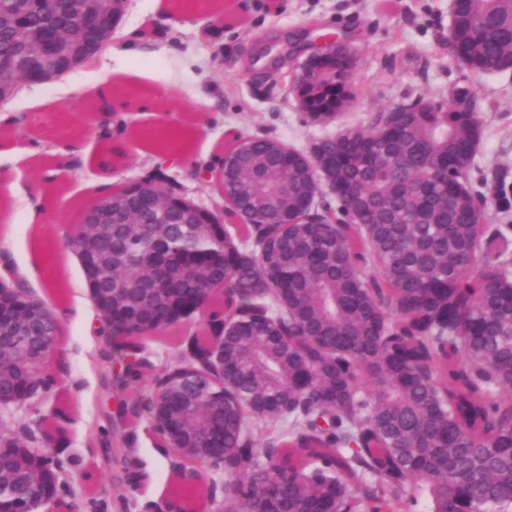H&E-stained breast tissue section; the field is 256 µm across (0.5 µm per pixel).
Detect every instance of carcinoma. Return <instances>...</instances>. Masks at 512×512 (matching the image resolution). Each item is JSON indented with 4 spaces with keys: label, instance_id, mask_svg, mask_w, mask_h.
I'll return each mask as SVG.
<instances>
[{
    "label": "carcinoma",
    "instance_id": "obj_1",
    "mask_svg": "<svg viewBox=\"0 0 512 512\" xmlns=\"http://www.w3.org/2000/svg\"><path fill=\"white\" fill-rule=\"evenodd\" d=\"M28 22L60 20L55 0H27ZM21 0H0V56L20 34ZM448 52L469 71L512 70V0H458ZM356 57L324 56L295 79L306 119L327 124L356 98ZM468 87L376 112L365 127L296 149L238 132L224 169V223L129 224L112 215L97 245L112 280L108 322L151 393L113 420L157 414L178 455L172 469L205 483L224 473V512H512V184L471 182L482 138L459 109ZM102 121L126 107L100 93ZM216 287L199 316L198 291ZM63 325L32 371L46 385L64 369ZM224 340L223 383L210 381V344ZM173 345L160 369L151 346ZM201 379L209 401L154 392ZM224 405V453L183 449L209 404ZM62 411L44 430L38 492L57 493Z\"/></svg>",
    "mask_w": 512,
    "mask_h": 512
}]
</instances>
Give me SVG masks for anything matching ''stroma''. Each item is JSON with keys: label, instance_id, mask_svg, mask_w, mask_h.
<instances>
[{"label": "stroma", "instance_id": "35a3bbf8", "mask_svg": "<svg viewBox=\"0 0 512 512\" xmlns=\"http://www.w3.org/2000/svg\"><path fill=\"white\" fill-rule=\"evenodd\" d=\"M171 0H126L110 41L92 64L43 84L24 85L0 102V175L12 187L9 244H0V271L29 293L42 297L56 257L66 256V288L85 284L82 267L65 238L74 222L71 197L94 201L108 183L141 175L155 153L135 134L160 124L178 126L190 136L187 154L179 158L177 179L188 197L213 207L220 193L187 177L194 164L222 156L231 134L264 132L303 149L311 141L336 133L339 126H364L375 112L425 97L438 100L461 86L463 66L448 52L450 0H217L210 13L174 11ZM169 27L167 40L150 36L154 25ZM350 42L357 67V97L337 124L305 121L294 91L299 66L325 32ZM127 73L122 90L160 93L158 107L145 104L123 112L131 132L124 165L103 172L98 159L104 143L94 131L91 112L97 92L117 73ZM483 128L475 161L486 184L502 178L512 183V72L484 76L468 84ZM27 115L25 126L6 125L12 115ZM40 152L58 173L62 189L47 187L44 170L29 162ZM81 166H73V158ZM44 194L46 235L34 248L26 228L37 194ZM63 326L66 371L34 406L0 410V432L24 437L36 430L41 416L66 410L67 449L56 469L58 502L67 512H145V502L188 497L191 483L171 479L157 467L161 457L157 434L146 423L133 424L141 450L136 485L106 466L112 454V420L121 399L148 392L149 379L125 386L116 377L113 336L89 348L80 310L70 308Z\"/></svg>", "mask_w": 512, "mask_h": 512}]
</instances>
